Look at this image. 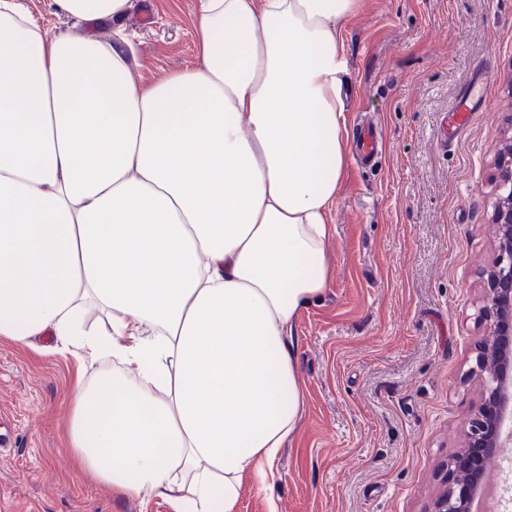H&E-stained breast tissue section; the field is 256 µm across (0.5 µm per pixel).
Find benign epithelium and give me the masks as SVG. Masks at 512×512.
Returning a JSON list of instances; mask_svg holds the SVG:
<instances>
[{"label":"benign epithelium","instance_id":"1","mask_svg":"<svg viewBox=\"0 0 512 512\" xmlns=\"http://www.w3.org/2000/svg\"><path fill=\"white\" fill-rule=\"evenodd\" d=\"M498 194L494 257L483 271L484 338L472 372L482 383L481 403L469 419L466 439L448 464L447 484L431 512H471L486 488V464L512 443V137L495 152ZM467 475L466 481L458 473Z\"/></svg>","mask_w":512,"mask_h":512}]
</instances>
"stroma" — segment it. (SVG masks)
Segmentation results:
<instances>
[{
	"label": "stroma",
	"instance_id": "stroma-1",
	"mask_svg": "<svg viewBox=\"0 0 512 512\" xmlns=\"http://www.w3.org/2000/svg\"><path fill=\"white\" fill-rule=\"evenodd\" d=\"M200 0H134L125 21L152 81L196 62ZM348 129L376 126L382 158L350 161L324 297L289 338L305 408L273 503L245 484L236 512H427L482 394L468 376L492 257L494 148L512 130V0H362L346 24ZM490 75L491 108L452 144L460 87ZM100 362L0 343V512H176L74 470L64 436L78 376Z\"/></svg>",
	"mask_w": 512,
	"mask_h": 512
}]
</instances>
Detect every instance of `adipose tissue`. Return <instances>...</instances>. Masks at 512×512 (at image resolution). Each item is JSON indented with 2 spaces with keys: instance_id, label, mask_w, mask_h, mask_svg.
<instances>
[{
  "instance_id": "adipose-tissue-1",
  "label": "adipose tissue",
  "mask_w": 512,
  "mask_h": 512,
  "mask_svg": "<svg viewBox=\"0 0 512 512\" xmlns=\"http://www.w3.org/2000/svg\"><path fill=\"white\" fill-rule=\"evenodd\" d=\"M132 2L50 0L81 30L49 38L0 0V340L120 362L74 383L76 470L235 512L305 403L288 330L330 279L360 0H202L196 64L146 87Z\"/></svg>"
}]
</instances>
